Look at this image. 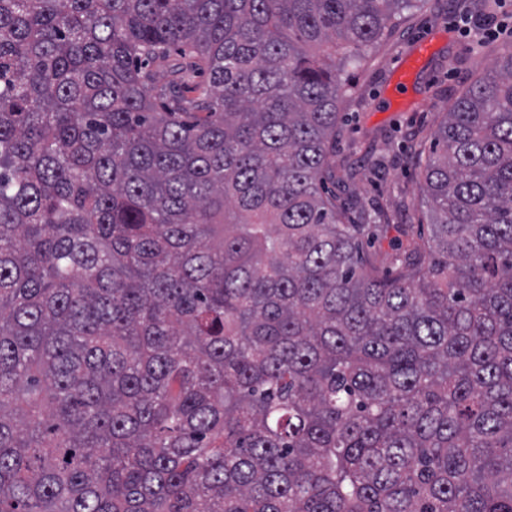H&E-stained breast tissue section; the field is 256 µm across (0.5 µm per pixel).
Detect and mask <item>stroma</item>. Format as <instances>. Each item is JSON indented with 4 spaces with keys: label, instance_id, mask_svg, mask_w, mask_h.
<instances>
[{
    "label": "stroma",
    "instance_id": "stroma-1",
    "mask_svg": "<svg viewBox=\"0 0 512 512\" xmlns=\"http://www.w3.org/2000/svg\"><path fill=\"white\" fill-rule=\"evenodd\" d=\"M466 6L476 13L491 8L489 0H418L396 15L373 49L341 68L336 180L329 188L367 215L389 213L392 228L368 246L380 256L397 248V225L426 223L418 162L428 157L433 133L454 100L489 73L499 55L500 42L453 30L454 15ZM424 38L432 49L415 63L413 85L397 94L394 72ZM351 168L357 175L350 180Z\"/></svg>",
    "mask_w": 512,
    "mask_h": 512
}]
</instances>
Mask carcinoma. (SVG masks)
Wrapping results in <instances>:
<instances>
[{"mask_svg": "<svg viewBox=\"0 0 512 512\" xmlns=\"http://www.w3.org/2000/svg\"><path fill=\"white\" fill-rule=\"evenodd\" d=\"M411 2L0 0V512H512V46L391 269L324 191Z\"/></svg>", "mask_w": 512, "mask_h": 512, "instance_id": "carcinoma-1", "label": "carcinoma"}]
</instances>
